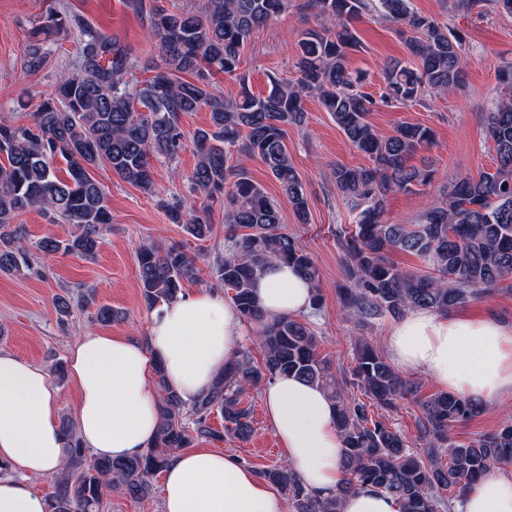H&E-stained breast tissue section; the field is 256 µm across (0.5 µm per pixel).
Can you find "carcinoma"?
<instances>
[{"label":"carcinoma","mask_w":512,"mask_h":512,"mask_svg":"<svg viewBox=\"0 0 512 512\" xmlns=\"http://www.w3.org/2000/svg\"><path fill=\"white\" fill-rule=\"evenodd\" d=\"M129 7L158 38L159 60L116 53L112 36L62 12L50 13L30 33L26 62L31 70L46 63L53 36L61 32L78 28L80 50L73 68L59 74L53 93L41 101L30 122L0 121V271L31 270L35 252L94 258L112 212L89 171L106 164L120 180L153 195L152 158L172 160L191 146L197 157L189 177L191 192L203 200L224 199L227 244L224 255L215 259L216 274L234 292L232 301L241 316L259 325L263 362L259 367L250 351H239L213 385L190 402L156 366L161 390L156 434L146 450L129 458L88 455L74 423L62 417L65 445L59 470L52 475L48 512H105V497L112 490L145 499L174 451L197 439L248 440L253 427L243 395L280 375H293L328 394L343 441L344 479L332 496L312 493L285 465L260 471V477L288 492L292 512H341L343 497L365 484L397 499L402 512H445L469 484L512 466V419L475 438L456 440L450 429L478 417L483 408L448 392L418 400L420 448L411 449L386 415L345 397L307 320L288 315L267 319L252 291L268 266L283 262L311 282V314L322 306L313 259L283 231L279 203L247 168L248 161L260 159L297 221L308 223L303 179L284 144L286 128L307 120V97L318 98L369 160L332 171L337 194L357 213L355 230L339 239L345 264L337 294L347 318L364 328L380 317L399 319L417 309L446 313L512 282V96L483 115L485 135L496 153L495 171L455 180L448 194L427 206L414 224L382 220L388 196L431 180L430 167L410 160L434 143L435 134L428 126L403 123L382 135L369 116L379 107L422 104L427 96L462 89L470 64L464 34L418 12L411 0H203L199 10L129 0ZM292 8L318 19V27L298 33L293 62L298 76L288 81L271 74L266 94H255L239 73L242 48L256 29ZM452 9L479 17L512 15V0H453ZM368 16L391 23L408 54L384 63L385 91L377 98L365 91L367 75L350 69L351 55L363 49L356 24ZM137 68L154 75L133 84L126 76ZM215 72L239 81L236 98L212 93ZM204 107L210 124L187 137L181 116ZM59 160L66 164L63 177L56 167ZM158 205L192 238L210 237L209 207L162 198ZM32 208L73 225L74 231L65 240H28L15 219ZM392 251L419 257L428 270L398 267L387 257ZM137 265L142 296L151 309L177 300L182 283L196 275L195 259L176 246L144 245ZM122 317L123 312L108 305H96L93 315L101 324ZM349 383L387 410L410 392L407 381L363 337L357 341ZM216 414L224 421L221 430L211 425Z\"/></svg>","instance_id":"1"}]
</instances>
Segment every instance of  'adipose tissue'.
Returning a JSON list of instances; mask_svg holds the SVG:
<instances>
[{
	"mask_svg": "<svg viewBox=\"0 0 512 512\" xmlns=\"http://www.w3.org/2000/svg\"><path fill=\"white\" fill-rule=\"evenodd\" d=\"M254 293L267 317L297 315L310 306L311 287L291 266L270 265ZM246 333L235 306L200 292L161 306L145 340L90 334L70 352L78 394L77 431L95 456L124 458L146 450L157 423L154 366L184 400L208 390L235 357ZM392 361L430 374L449 392L481 405L512 396V325L495 315L472 317L417 310L387 337ZM263 398L286 460L313 493L341 485L342 442L332 406L318 387L292 376L267 383ZM48 372L0 352V512H47L30 481L59 468L64 446ZM163 512H285L283 498L233 456L213 448L174 454L163 472ZM454 512H512V475L473 483Z\"/></svg>",
	"mask_w": 512,
	"mask_h": 512,
	"instance_id": "1",
	"label": "adipose tissue"
}]
</instances>
